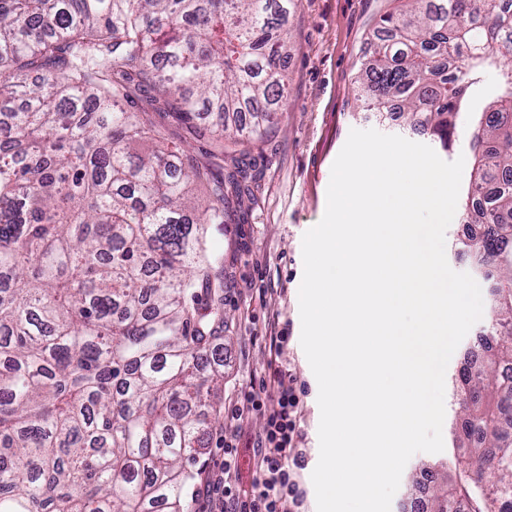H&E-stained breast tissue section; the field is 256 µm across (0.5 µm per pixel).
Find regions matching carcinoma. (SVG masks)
<instances>
[{"mask_svg": "<svg viewBox=\"0 0 512 512\" xmlns=\"http://www.w3.org/2000/svg\"><path fill=\"white\" fill-rule=\"evenodd\" d=\"M291 8L0 0V512H186L224 382L207 225L255 203L214 159L277 127ZM371 45L356 107L445 145L496 74L462 221L501 291L460 377L467 451L432 497L512 512V0H402ZM244 109L253 123H231ZM151 113L212 139L213 160L163 145Z\"/></svg>", "mask_w": 512, "mask_h": 512, "instance_id": "carcinoma-1", "label": "carcinoma"}]
</instances>
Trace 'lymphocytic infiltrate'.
Here are the masks:
<instances>
[{
    "instance_id": "lymphocytic-infiltrate-1",
    "label": "lymphocytic infiltrate",
    "mask_w": 512,
    "mask_h": 512,
    "mask_svg": "<svg viewBox=\"0 0 512 512\" xmlns=\"http://www.w3.org/2000/svg\"><path fill=\"white\" fill-rule=\"evenodd\" d=\"M286 373L275 370L271 388L276 396L275 409H267L264 399L245 395L233 410L224 434V463L212 474L210 512H298L301 494L288 469L289 461H300L301 434L297 427L299 398L285 384ZM263 414L265 424L259 437V454L250 494H240L232 482L236 469L234 440L244 422L253 413Z\"/></svg>"
}]
</instances>
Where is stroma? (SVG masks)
I'll return each instance as SVG.
<instances>
[{
  "label": "stroma",
  "instance_id": "1",
  "mask_svg": "<svg viewBox=\"0 0 512 512\" xmlns=\"http://www.w3.org/2000/svg\"><path fill=\"white\" fill-rule=\"evenodd\" d=\"M295 2L290 15L295 41L288 57V109L281 116V129L235 153L253 166L258 202L234 208L224 223L210 225L207 246L212 273L224 282L223 392L242 397L258 389L274 367L289 368L300 399L302 435L303 462L294 473L304 493V512H317L311 473L319 458L318 384L300 344L299 288L302 238L324 215L332 164L353 129H375L429 145L446 161L469 155L470 149L466 136H458L448 149L440 140L410 129L399 116L381 119L355 110V62L370 49L368 36L375 20L392 10L395 0ZM485 326L481 320L471 328L448 364L443 451L419 452L410 458L391 512H429L428 486L442 483L465 417L456 378ZM275 334L285 338L278 352L269 347ZM263 426V415L252 414L237 436L239 488H250L254 481L255 444ZM223 439L221 424H214L187 489L188 512H209L204 488L224 459Z\"/></svg>",
  "mask_w": 512,
  "mask_h": 512
}]
</instances>
